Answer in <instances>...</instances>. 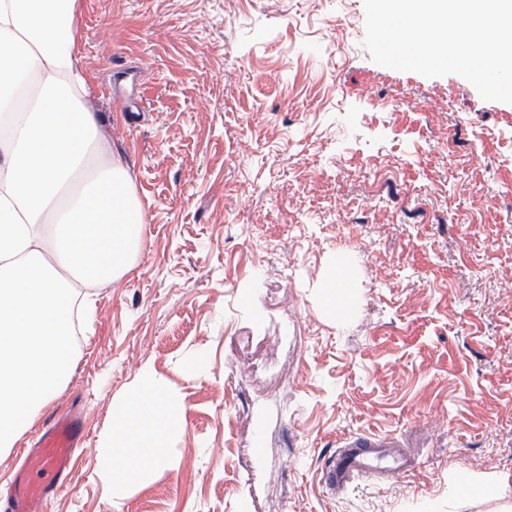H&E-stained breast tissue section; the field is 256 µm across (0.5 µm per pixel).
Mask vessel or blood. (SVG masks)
Wrapping results in <instances>:
<instances>
[{
  "label": "vessel or blood",
  "mask_w": 512,
  "mask_h": 512,
  "mask_svg": "<svg viewBox=\"0 0 512 512\" xmlns=\"http://www.w3.org/2000/svg\"><path fill=\"white\" fill-rule=\"evenodd\" d=\"M84 438L85 426L79 415L55 418L37 447L26 449L27 462L8 486L6 512H37L41 502L51 499L64 484L74 450ZM412 465L410 449L396 438L357 435L345 439L337 449L324 470V482L330 490H341L379 471L404 475Z\"/></svg>",
  "instance_id": "vessel-or-blood-1"
}]
</instances>
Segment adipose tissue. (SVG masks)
<instances>
[{
	"instance_id": "obj_1",
	"label": "adipose tissue",
	"mask_w": 512,
	"mask_h": 512,
	"mask_svg": "<svg viewBox=\"0 0 512 512\" xmlns=\"http://www.w3.org/2000/svg\"><path fill=\"white\" fill-rule=\"evenodd\" d=\"M77 0H0V447H13L70 377L72 288L133 267L144 214L121 159L105 152L75 53ZM181 401L151 373L113 407L99 470L114 493L164 466Z\"/></svg>"
}]
</instances>
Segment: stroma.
I'll return each instance as SVG.
<instances>
[{
    "instance_id": "35a3bbf8",
    "label": "stroma",
    "mask_w": 512,
    "mask_h": 512,
    "mask_svg": "<svg viewBox=\"0 0 512 512\" xmlns=\"http://www.w3.org/2000/svg\"><path fill=\"white\" fill-rule=\"evenodd\" d=\"M76 26L145 227L132 272L95 290L69 380L0 450V486L77 412L87 438L45 512L512 502V104L373 62L364 0H79ZM146 370L183 424L118 497L98 448ZM355 435L401 439L414 467L331 491Z\"/></svg>"
}]
</instances>
